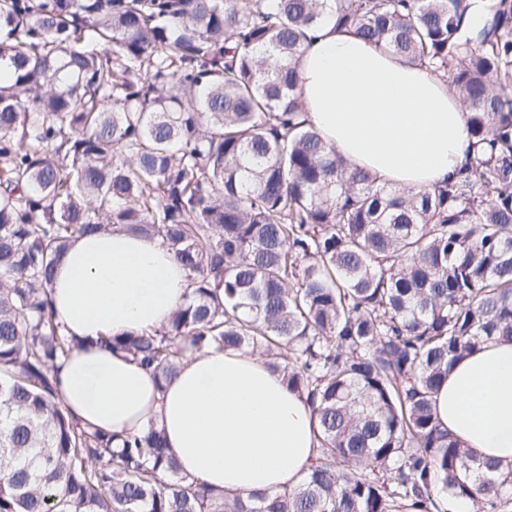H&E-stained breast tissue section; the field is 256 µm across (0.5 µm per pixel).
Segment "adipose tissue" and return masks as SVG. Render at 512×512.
<instances>
[{
	"label": "adipose tissue",
	"instance_id": "1",
	"mask_svg": "<svg viewBox=\"0 0 512 512\" xmlns=\"http://www.w3.org/2000/svg\"><path fill=\"white\" fill-rule=\"evenodd\" d=\"M304 117L349 166L379 184L431 189L467 160L468 114L448 80L326 21L298 66ZM192 290L157 236L108 230L76 236L51 288L52 314L82 339L59 371L83 423L110 433L156 418L184 474L231 495L295 487L316 456L305 393L289 389L255 353L189 355L158 389L153 373L98 339L167 325ZM441 428L482 459L512 463V343L488 341L457 361L432 396Z\"/></svg>",
	"mask_w": 512,
	"mask_h": 512
}]
</instances>
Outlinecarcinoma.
<instances>
[{
	"label": "carcinoma",
	"mask_w": 512,
	"mask_h": 512,
	"mask_svg": "<svg viewBox=\"0 0 512 512\" xmlns=\"http://www.w3.org/2000/svg\"><path fill=\"white\" fill-rule=\"evenodd\" d=\"M0 0V512H512V464L440 429L431 397L512 343V0ZM449 78L470 155L415 192L351 170L294 90L323 18ZM158 236L189 301L103 337L160 387L251 350L307 392L317 458L292 490L229 498L151 421L112 445L60 399L49 284L71 240Z\"/></svg>",
	"instance_id": "obj_1"
}]
</instances>
